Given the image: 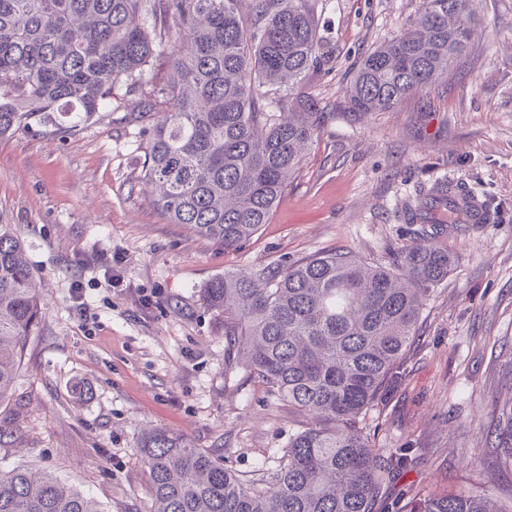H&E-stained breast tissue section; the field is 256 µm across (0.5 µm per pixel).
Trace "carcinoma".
<instances>
[{
	"label": "carcinoma",
	"instance_id": "cac0c4a2",
	"mask_svg": "<svg viewBox=\"0 0 512 512\" xmlns=\"http://www.w3.org/2000/svg\"><path fill=\"white\" fill-rule=\"evenodd\" d=\"M473 0H421L406 29L360 61L337 108L351 123L386 112L448 75L475 30ZM166 56L172 80L143 91ZM324 66L310 0H0V137L37 125L78 127L135 95L127 120L144 152L142 180L172 224L226 249L255 236L301 169L330 113L302 84ZM285 87L273 100L268 87ZM448 200L433 187L404 207L419 224L387 264L351 252L277 271H226L203 288L223 317L227 361L307 421L267 484L245 483L211 451L164 427L142 433L153 512H376L419 449L381 453L357 425L404 372L423 297L448 277L438 240ZM36 275L11 225L0 224V409L41 311ZM480 464L512 476V401L488 425ZM0 512H102L39 469L0 470ZM401 512H512V487L484 496L428 495Z\"/></svg>",
	"mask_w": 512,
	"mask_h": 512
}]
</instances>
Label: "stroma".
Returning <instances> with one entry per match:
<instances>
[{
	"instance_id": "stroma-1",
	"label": "stroma",
	"mask_w": 512,
	"mask_h": 512,
	"mask_svg": "<svg viewBox=\"0 0 512 512\" xmlns=\"http://www.w3.org/2000/svg\"><path fill=\"white\" fill-rule=\"evenodd\" d=\"M418 8L314 0L326 63L304 89L332 117L270 223L234 250L160 214L125 109L0 138V224L23 240L43 308L0 468L52 473L102 512H152L138 443L161 425L249 483L270 479L305 418L226 366L203 288L226 271L323 252L384 260L410 241L405 204L446 180L490 201L493 220L449 225L454 263L423 299L407 375L360 425L374 447L423 452L389 483L381 512L418 496L493 492L498 479L478 460L484 424L512 399V0H474L477 36L447 80L358 124L335 113L357 64Z\"/></svg>"
}]
</instances>
